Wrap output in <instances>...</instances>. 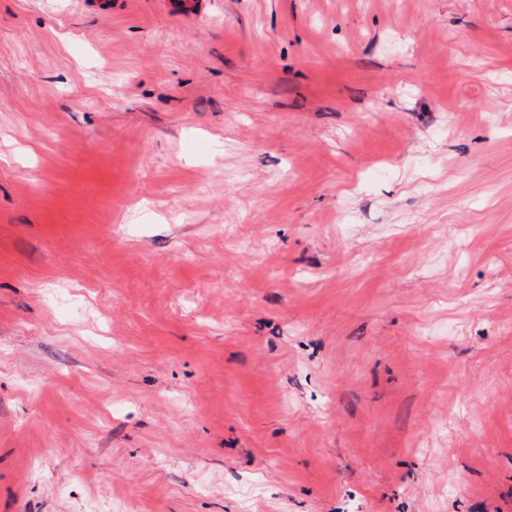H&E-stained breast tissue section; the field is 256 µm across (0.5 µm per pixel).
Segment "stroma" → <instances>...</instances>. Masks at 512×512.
<instances>
[{
    "label": "stroma",
    "instance_id": "stroma-1",
    "mask_svg": "<svg viewBox=\"0 0 512 512\" xmlns=\"http://www.w3.org/2000/svg\"><path fill=\"white\" fill-rule=\"evenodd\" d=\"M181 2L0 0V512H512V0Z\"/></svg>",
    "mask_w": 512,
    "mask_h": 512
}]
</instances>
